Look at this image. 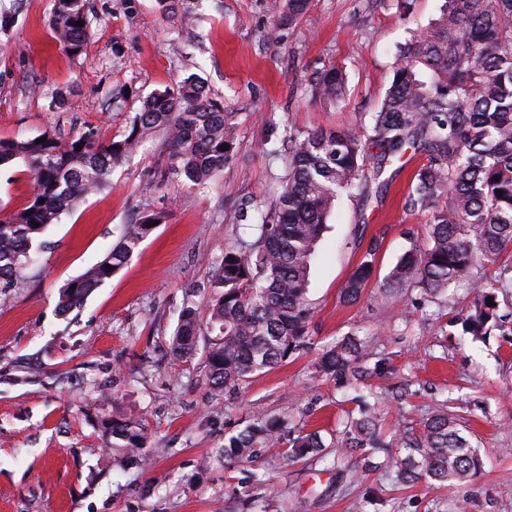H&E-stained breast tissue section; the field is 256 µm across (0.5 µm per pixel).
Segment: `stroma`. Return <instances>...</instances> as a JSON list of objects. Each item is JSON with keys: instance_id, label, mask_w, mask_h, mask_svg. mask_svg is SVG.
Returning <instances> with one entry per match:
<instances>
[{"instance_id": "obj_1", "label": "stroma", "mask_w": 512, "mask_h": 512, "mask_svg": "<svg viewBox=\"0 0 512 512\" xmlns=\"http://www.w3.org/2000/svg\"><path fill=\"white\" fill-rule=\"evenodd\" d=\"M439 6L312 0L286 27V0H179L173 26L161 0H87L88 41L74 56L54 38L55 0H0V137L91 130L102 143L119 139L142 98L191 76L239 122L233 161L205 188L175 173L162 136L146 140L107 186L49 226L23 279L0 284V512H512V334L474 342L454 322L487 292L497 265L512 264V248L435 302L414 284L379 297L410 238L425 236V216L404 208L423 156L405 153L386 190L336 201L311 267L310 348L220 393L202 354L214 333L190 361L169 350L188 293L208 295L225 247L255 240L238 211L268 208L278 194L289 133L351 126L374 111L397 46ZM329 63L347 74L338 107L311 95L313 72ZM32 192L23 162L0 166V219ZM152 212L166 219L129 262L59 315L60 288L111 250L121 225ZM370 250L374 275L344 303L341 290ZM352 335L369 353L357 388L379 395L383 430L417 426L447 397L462 399L482 473L459 488L401 484L391 470L366 471L360 452H339L356 405L316 359ZM259 414L319 433L336 468L287 461L280 442L225 470L217 449ZM122 415L147 426L141 464H120V449L106 446V422ZM255 470L270 486L251 482Z\"/></svg>"}]
</instances>
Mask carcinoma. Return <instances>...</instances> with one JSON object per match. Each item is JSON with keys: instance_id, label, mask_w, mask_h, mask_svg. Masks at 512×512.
Wrapping results in <instances>:
<instances>
[{"instance_id": "carcinoma-1", "label": "carcinoma", "mask_w": 512, "mask_h": 512, "mask_svg": "<svg viewBox=\"0 0 512 512\" xmlns=\"http://www.w3.org/2000/svg\"><path fill=\"white\" fill-rule=\"evenodd\" d=\"M309 8L310 0H287L282 23H293ZM52 25L66 51L82 53L86 0H56ZM344 87L345 74L336 65L313 73L316 99L337 104ZM236 129V113L188 78L143 100L123 138L107 145L92 133L69 140L43 133L40 144L34 138H0V166L21 160L35 180L27 205L0 219V282L20 279L36 239L78 198L102 188L112 167L130 157L146 136L163 132L174 171L201 186L232 160ZM224 145L228 150H221ZM409 149L426 155L427 163L414 171L405 208L426 216L428 241H411L382 288L388 292L416 282L430 301L512 245V0H443L439 15L397 47L393 79L376 111L365 113L354 126L288 136L282 189L261 221L250 222L258 237L245 246L225 247L204 308L189 302L181 310L169 343L173 357L195 356L201 324L218 331L205 350V364L209 383L222 390L307 347L310 270L336 199L376 182L388 185L381 179L386 163ZM164 218L155 212L124 225L112 249L61 289L58 312L65 315L81 305L130 260L153 229L151 223ZM374 255L370 250L351 273L341 291L343 302L362 296ZM490 289L491 297L512 290V265L499 266ZM458 320L463 333L477 340L487 334L488 322L497 320L495 306L484 297L475 311L459 314ZM364 357L359 340L347 337L322 352L318 371L350 388ZM356 399L359 416L348 418L342 447L369 449L367 468L380 467L371 458L384 451L403 483L424 479L459 487L483 471L484 460L456 414L441 410L420 421L419 431L405 429L386 440L366 396ZM106 433L131 451L147 444L145 423L132 416L112 419ZM285 438L289 457L327 460L318 433L295 436L281 421L267 417L254 418L225 440L219 457L231 469Z\"/></svg>"}]
</instances>
